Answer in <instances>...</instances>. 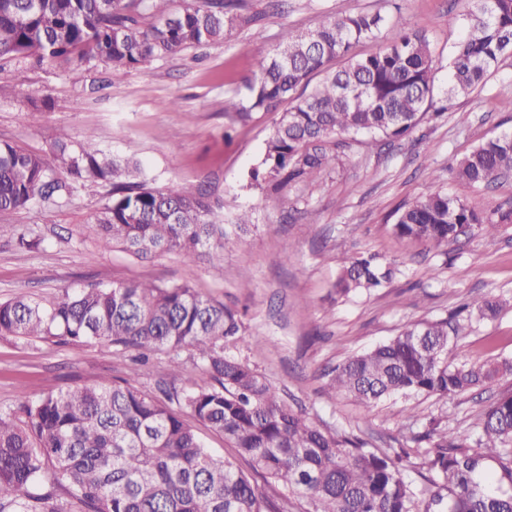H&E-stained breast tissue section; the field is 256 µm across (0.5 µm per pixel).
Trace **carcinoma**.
<instances>
[{
  "label": "carcinoma",
  "instance_id": "carcinoma-1",
  "mask_svg": "<svg viewBox=\"0 0 512 512\" xmlns=\"http://www.w3.org/2000/svg\"><path fill=\"white\" fill-rule=\"evenodd\" d=\"M172 2L0 0V60L52 66L95 59L136 68L223 40L248 7L246 0H183L173 10ZM385 25L379 13L328 14L312 29L285 31L255 59L247 94L225 100L224 111L243 120L254 110L291 107L272 126L251 183H311L335 167L342 146L336 137L399 140L425 119L433 54L424 36L401 29L382 50L356 53ZM507 52L512 0H469L448 64L450 93L482 89ZM338 60L344 64L332 69ZM317 74L322 80L307 90ZM503 173H512L511 132L481 143L456 168L473 186ZM86 184L110 187V200L86 225L99 248L120 247L141 259L179 251L207 258L224 274V201L207 189L154 187L140 165L99 148L90 134L76 143L55 140L47 155L0 140V212L69 201ZM509 223L511 211L487 221L437 189L405 206L394 231L439 249L475 226L493 235ZM399 272L394 260L359 253L341 269L336 296L375 291ZM502 309L494 298H474L447 318L408 325L331 368L328 387L372 408L400 396L451 399L512 375L509 360L448 363V345L468 335L473 319H493ZM245 336L238 310L186 283L88 281L61 287L48 303L27 294L0 301V337L59 346L103 339L116 357L134 353L142 362L166 351L174 380L191 375L179 356L186 349L209 377L190 388L164 387L160 398L131 375L49 391L18 413L1 409L0 512H288L295 496L306 512H418L406 475L413 455L436 487L425 512H512V390L485 408L469 433L414 411L415 448H376L353 433L319 429L285 402L230 354ZM189 417L223 435L251 474L211 454ZM254 474L281 488V502L259 489Z\"/></svg>",
  "mask_w": 512,
  "mask_h": 512
}]
</instances>
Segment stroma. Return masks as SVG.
I'll return each mask as SVG.
<instances>
[{
    "label": "stroma",
    "instance_id": "1",
    "mask_svg": "<svg viewBox=\"0 0 512 512\" xmlns=\"http://www.w3.org/2000/svg\"><path fill=\"white\" fill-rule=\"evenodd\" d=\"M268 2L249 0L242 22L224 41L134 69L92 60L42 70L21 59L0 69V140L45 154L53 139L76 142L90 133L102 149L138 162L152 186L200 184L223 198L225 223L245 211L252 216L246 233L226 240L219 277L207 261L180 252L140 260L118 247L99 249L83 227L108 201L105 186L78 188L66 203L0 212V300L22 293L52 300L60 286L88 278L108 285L186 283L245 310L248 334L264 344L241 345L238 356L320 428L402 448L408 417L421 410L456 431H471L482 410L512 388V377L453 400L399 398L367 410L328 392L324 373L406 325L447 317L461 298L485 295L502 300L504 310L496 320L474 322L472 332L450 346L448 360L512 359V223L492 237L473 230L444 251L393 230L398 208L440 187L492 220L512 209V175L476 188L454 173L472 148L512 132V112L500 107L512 95V53L483 90L452 97L448 57L463 33L465 0H288L280 11ZM328 12H378L424 34L435 57L433 107L443 115L398 141L367 146L347 138L335 169L313 185L249 188L248 174L262 163L276 115L256 111L243 123L225 111L224 102L242 91L254 58L284 29L312 28ZM173 97L178 108L164 110ZM43 100L48 108L34 111ZM22 229L41 237L38 249L10 244L13 231ZM364 251L400 262L401 274L384 288L337 298L333 285L344 259ZM127 372V361L101 340L59 347L0 339V409Z\"/></svg>",
    "mask_w": 512,
    "mask_h": 512
}]
</instances>
